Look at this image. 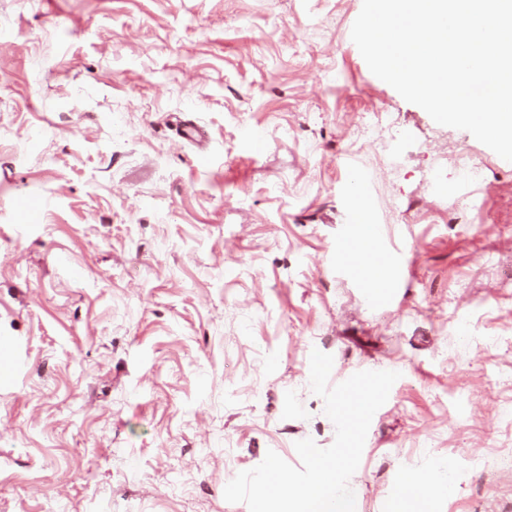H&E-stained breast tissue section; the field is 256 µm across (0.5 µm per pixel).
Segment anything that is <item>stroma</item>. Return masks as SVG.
Listing matches in <instances>:
<instances>
[{"label": "stroma", "mask_w": 512, "mask_h": 512, "mask_svg": "<svg viewBox=\"0 0 512 512\" xmlns=\"http://www.w3.org/2000/svg\"><path fill=\"white\" fill-rule=\"evenodd\" d=\"M362 4L0 0V512H249L239 472L334 441L315 349L400 374L355 512L446 462L432 512H512V167L370 71ZM354 164L374 308L336 268Z\"/></svg>", "instance_id": "1"}]
</instances>
